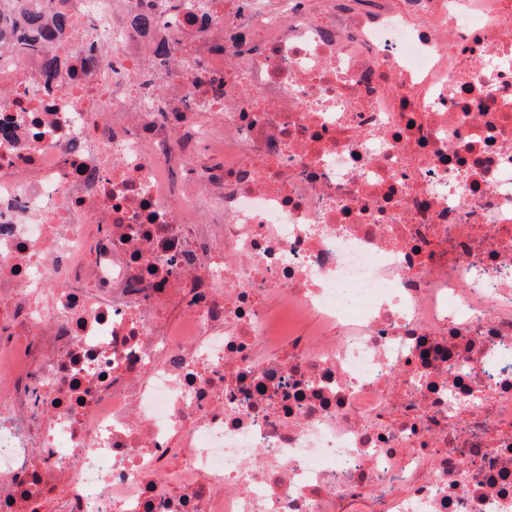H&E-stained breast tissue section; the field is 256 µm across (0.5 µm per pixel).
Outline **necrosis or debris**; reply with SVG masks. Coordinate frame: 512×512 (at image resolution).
<instances>
[{"label":"necrosis or debris","mask_w":512,"mask_h":512,"mask_svg":"<svg viewBox=\"0 0 512 512\" xmlns=\"http://www.w3.org/2000/svg\"><path fill=\"white\" fill-rule=\"evenodd\" d=\"M55 8L54 84L0 47V512H512V0Z\"/></svg>","instance_id":"4bbe7bcc"}]
</instances>
